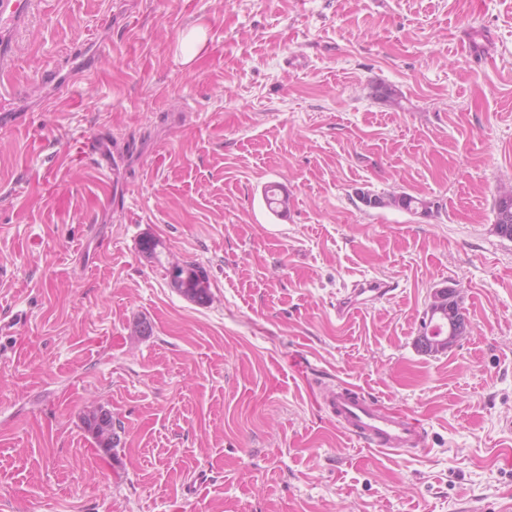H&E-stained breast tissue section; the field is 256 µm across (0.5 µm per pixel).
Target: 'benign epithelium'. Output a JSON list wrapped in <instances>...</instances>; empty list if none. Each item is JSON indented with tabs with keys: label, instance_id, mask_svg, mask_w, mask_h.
Segmentation results:
<instances>
[{
	"label": "benign epithelium",
	"instance_id": "benign-epithelium-1",
	"mask_svg": "<svg viewBox=\"0 0 512 512\" xmlns=\"http://www.w3.org/2000/svg\"><path fill=\"white\" fill-rule=\"evenodd\" d=\"M497 219L494 225L496 234L512 240V199L502 197L497 202ZM448 296V308L442 310L428 306V326L421 330L420 345L422 349L432 352H443L450 348L468 328L469 321L464 309L458 301V289L446 286L435 290L433 296Z\"/></svg>",
	"mask_w": 512,
	"mask_h": 512
}]
</instances>
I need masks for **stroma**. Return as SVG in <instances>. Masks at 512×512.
I'll use <instances>...</instances> for the list:
<instances>
[{
	"mask_svg": "<svg viewBox=\"0 0 512 512\" xmlns=\"http://www.w3.org/2000/svg\"><path fill=\"white\" fill-rule=\"evenodd\" d=\"M16 44L0 512H512V241L493 231L512 0H41ZM58 68L79 70L72 93ZM102 133L126 149L114 178L83 153ZM168 261L203 265L210 302L171 288ZM363 279L392 290L337 319ZM448 285L469 330L428 355ZM339 380L421 418L424 448L343 435L315 398ZM101 405L108 456L81 423ZM379 207H394L408 212L417 213L419 209L426 213L430 208L429 203L423 199H419L405 193H388L385 195L375 194Z\"/></svg>",
	"mask_w": 512,
	"mask_h": 512,
	"instance_id": "35a3bbf8",
	"label": "stroma"
}]
</instances>
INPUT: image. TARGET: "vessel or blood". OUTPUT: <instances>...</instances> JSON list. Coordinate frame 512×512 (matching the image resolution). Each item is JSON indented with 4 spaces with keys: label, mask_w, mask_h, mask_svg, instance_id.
I'll return each instance as SVG.
<instances>
[{
    "label": "vessel or blood",
    "mask_w": 512,
    "mask_h": 512,
    "mask_svg": "<svg viewBox=\"0 0 512 512\" xmlns=\"http://www.w3.org/2000/svg\"><path fill=\"white\" fill-rule=\"evenodd\" d=\"M40 0H0V101L14 96L7 77L13 68V34L24 28ZM389 284L364 280L356 282L348 297L336 305L338 317H346L360 297L378 299L387 295ZM321 407L334 419L344 435L379 452H400L420 448L426 429L417 418L373 401L358 385L340 381L321 396Z\"/></svg>",
    "instance_id": "vessel-or-blood-1"
}]
</instances>
